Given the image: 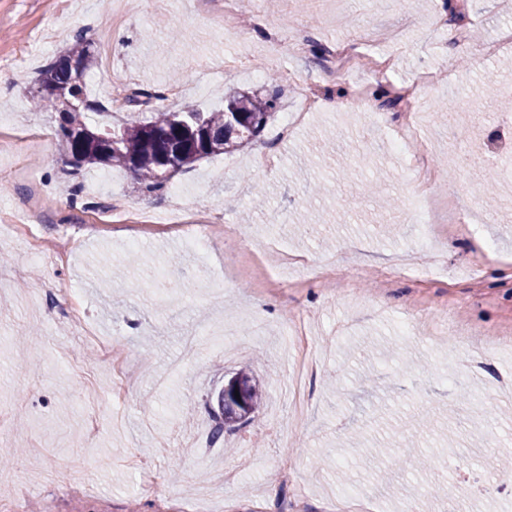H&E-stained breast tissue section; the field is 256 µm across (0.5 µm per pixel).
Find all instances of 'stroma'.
I'll return each instance as SVG.
<instances>
[{
  "label": "stroma",
  "instance_id": "1",
  "mask_svg": "<svg viewBox=\"0 0 512 512\" xmlns=\"http://www.w3.org/2000/svg\"><path fill=\"white\" fill-rule=\"evenodd\" d=\"M250 0L247 37L226 29L204 0H0V131L26 146L0 153V473L16 477L28 512H281L304 491L302 512H512V352L475 359L466 344L512 339V47L482 54L512 27V0ZM470 22L468 42L456 26ZM90 28L106 36L112 68L90 70L91 124L148 118V106L111 110L116 87L174 85L165 108L222 109L233 91L261 92L288 70L279 113L240 150L177 172L168 189L142 193L109 168L63 173L50 113L32 109L34 79ZM307 44L294 51L291 33ZM349 42L364 66L332 80L326 50ZM396 53L376 77L367 63ZM238 69L199 87L217 57ZM434 77L424 119L402 151L386 143L402 116L372 119L349 92ZM316 89L320 105L288 137L280 115ZM435 144L438 177L455 189L464 222L424 237L408 221V165L422 138ZM268 156L271 166L252 162ZM498 180L480 206L477 183ZM237 237L192 251L173 230L105 224L121 205L166 218L169 188ZM75 240L63 259L60 238ZM236 336L225 350V329ZM249 370L268 398L250 422L205 455L183 451L211 433L209 401L225 377ZM489 395L467 402L459 387ZM161 480L144 493L137 463ZM79 472L75 491L49 472Z\"/></svg>",
  "mask_w": 512,
  "mask_h": 512
}]
</instances>
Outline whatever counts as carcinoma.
<instances>
[{"instance_id": "1", "label": "carcinoma", "mask_w": 512, "mask_h": 512, "mask_svg": "<svg viewBox=\"0 0 512 512\" xmlns=\"http://www.w3.org/2000/svg\"><path fill=\"white\" fill-rule=\"evenodd\" d=\"M93 41L81 33L74 39L69 54L44 67L35 80L58 94L32 92L35 107L58 113V135L63 148V163L77 171L84 166L112 165L130 170L140 188L154 192L162 189L170 176L161 169V156L173 149L172 172L196 161L230 152L257 137L275 112L278 95L260 97L234 92L224 99V109L199 112L195 109L168 111L158 108L146 121L121 125H101L92 130L85 121L86 105L83 74L95 61ZM163 91L130 90L127 105H148L163 101ZM250 412L261 405L263 391L245 372L237 374ZM239 404L229 395L222 408L212 409L215 427L212 437L218 441L224 433L240 425Z\"/></svg>"}]
</instances>
